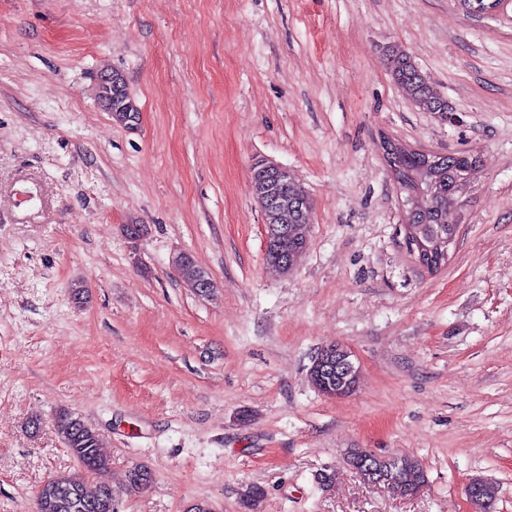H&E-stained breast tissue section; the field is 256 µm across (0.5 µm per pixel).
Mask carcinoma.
I'll list each match as a JSON object with an SVG mask.
<instances>
[{
	"instance_id": "1",
	"label": "carcinoma",
	"mask_w": 512,
	"mask_h": 512,
	"mask_svg": "<svg viewBox=\"0 0 512 512\" xmlns=\"http://www.w3.org/2000/svg\"><path fill=\"white\" fill-rule=\"evenodd\" d=\"M395 83L424 112L437 114L440 120H448L451 107L430 84L416 63L404 54H393L389 58ZM392 177L400 192L412 186L416 192V203L410 205L409 223L428 239L439 236L456 241L459 224L455 220L457 200L477 171L473 157L464 153L447 155L434 170L423 168L420 154L408 151L395 157L391 165ZM283 190V224L306 223L304 212L293 209L299 202L311 205L308 197L289 176L277 182ZM303 245L297 237L278 245L265 253L267 263L281 267L283 255L293 254ZM54 428L70 456L77 462L78 471L50 478L37 493L36 512H107L103 504L112 492V485L105 479L110 469L108 456L102 451L99 434L94 427L76 413L61 409L54 418ZM398 479L392 493L408 496L413 488L426 480L422 463L410 455L398 456ZM98 481L88 485V478ZM153 482V474L144 468L130 472L128 483L132 490H146ZM264 496L259 486L247 488L240 498L242 512H252L255 503Z\"/></svg>"
}]
</instances>
